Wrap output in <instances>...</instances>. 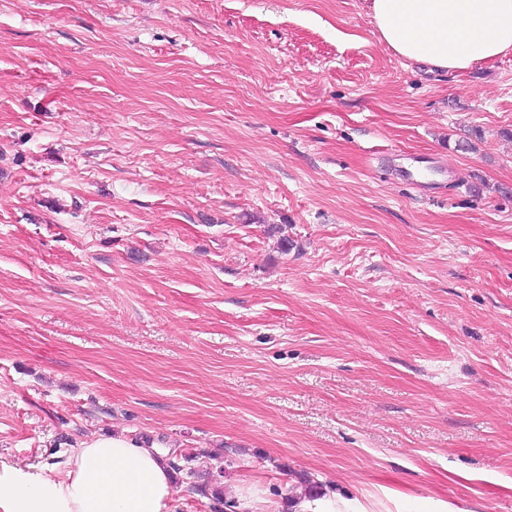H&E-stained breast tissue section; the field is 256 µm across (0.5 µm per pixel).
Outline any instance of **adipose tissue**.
<instances>
[{"label":"adipose tissue","instance_id":"ef3b65f1","mask_svg":"<svg viewBox=\"0 0 512 512\" xmlns=\"http://www.w3.org/2000/svg\"><path fill=\"white\" fill-rule=\"evenodd\" d=\"M382 41L396 54L467 71L512 53V0H371ZM165 455L124 435L79 442L63 475L0 472V512H173Z\"/></svg>","mask_w":512,"mask_h":512}]
</instances>
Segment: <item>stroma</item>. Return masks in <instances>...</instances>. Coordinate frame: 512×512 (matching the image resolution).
Segmentation results:
<instances>
[{
    "mask_svg": "<svg viewBox=\"0 0 512 512\" xmlns=\"http://www.w3.org/2000/svg\"><path fill=\"white\" fill-rule=\"evenodd\" d=\"M369 5L0 0V466L121 432L223 468L176 512H512V54ZM230 490V497L236 502L235 509L237 512H256V504L258 502L271 504L272 511L279 512L276 505L266 499H262L265 492L257 487L232 486ZM336 497L335 493H331L316 499H310L308 496L295 498L291 512H348V510H340L339 505L347 508L350 503L341 498L336 500Z\"/></svg>",
    "mask_w": 512,
    "mask_h": 512,
    "instance_id": "obj_1",
    "label": "stroma"
}]
</instances>
